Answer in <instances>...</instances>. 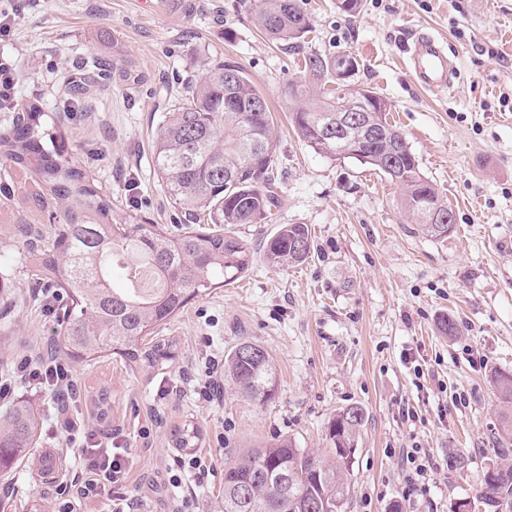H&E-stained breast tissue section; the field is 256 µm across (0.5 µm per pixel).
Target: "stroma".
Returning a JSON list of instances; mask_svg holds the SVG:
<instances>
[{"label": "stroma", "instance_id": "stroma-1", "mask_svg": "<svg viewBox=\"0 0 512 512\" xmlns=\"http://www.w3.org/2000/svg\"><path fill=\"white\" fill-rule=\"evenodd\" d=\"M301 5L308 49L355 54V82L390 103L422 173L454 211L448 237L421 234L379 170L298 138L284 97L300 78L295 54L256 29L249 0H0L11 17L0 60L15 68V103H41L68 157L110 197L113 217L182 228L155 171L154 140L184 83L221 61L242 68L268 100L281 178L269 218L236 234L252 244L279 225L305 224L314 239L304 263L277 270L258 257L244 276L192 300L159 330L174 345L172 361L137 367L107 354L72 364L71 418L51 410L47 391L17 384L15 398L44 414L37 452L62 466L44 473L31 460L0 473V512H21L32 497L62 512L64 485L81 465L65 442L79 427L131 449L124 493L140 512H218L226 462L285 438L323 451L329 421L352 405L366 418L342 512H455L463 500L485 512L479 478L503 410L492 375L512 372V0H363L352 16L336 0ZM419 30L447 41L456 64L449 91L422 89L406 68ZM124 61L142 83L112 75ZM70 75L89 83L81 102L66 95ZM21 179L0 163V275L12 290L0 303L5 374L45 351L61 321L45 309L47 282L21 242L53 235L63 206L25 199L14 188ZM444 316L458 335L440 331ZM244 341L273 357L276 396L254 402L228 382L205 394L210 367ZM103 392L106 423L94 409ZM187 420L202 431L192 450L172 441ZM414 446L425 451L421 491L405 478ZM193 456L203 469L187 466Z\"/></svg>", "mask_w": 512, "mask_h": 512}]
</instances>
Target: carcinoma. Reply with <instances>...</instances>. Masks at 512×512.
Wrapping results in <instances>:
<instances>
[{"instance_id": "1", "label": "carcinoma", "mask_w": 512, "mask_h": 512, "mask_svg": "<svg viewBox=\"0 0 512 512\" xmlns=\"http://www.w3.org/2000/svg\"><path fill=\"white\" fill-rule=\"evenodd\" d=\"M253 21L269 40L302 52V82L288 85L291 122L298 136L320 153H340L368 164L402 191L401 205L422 234L448 236L454 224H437L448 215L436 185L420 170L419 160L401 129L391 123L370 87L343 77L352 53H307L302 50L310 21L299 0H255ZM261 101L254 112L252 101ZM352 108V125L338 141L322 136L327 117ZM26 117L0 133V161L15 171L36 176L38 202L68 201L59 215L61 229L53 248L37 250L22 242L31 261L51 274L71 306L62 318L55 352L74 362H92L111 351L137 366H155L171 356L166 340H146L178 315L194 298L219 287V278L246 274L255 249L233 231L237 224L267 218L279 188L274 132L263 95L245 72L222 61L188 83L173 108L164 114L154 145L158 174L185 223L206 218L224 231L185 229L177 234L134 217L112 218V201L90 182L81 166L64 153L48 149L44 115L36 103L25 104ZM313 248L305 224H281L262 245L267 266L280 269L304 262ZM62 255L64 262L57 260ZM123 264L127 287L112 284V269ZM224 376L246 397L265 403L277 392L273 358L261 346L242 342L224 356ZM501 398L512 404V374L494 375ZM365 421L359 406H349L330 422V448L314 454L289 439L251 448L224 465V497L219 512H339L347 495L345 477L352 465ZM0 427V471L31 454L40 425L32 404L6 407ZM176 446L193 448L199 427L187 421L174 430ZM496 457L479 479L481 502L491 512H512V411L502 413L495 437Z\"/></svg>"}]
</instances>
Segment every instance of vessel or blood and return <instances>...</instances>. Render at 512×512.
Returning a JSON list of instances; mask_svg holds the SVG:
<instances>
[{
	"instance_id": "b4317fda",
	"label": "vessel or blood",
	"mask_w": 512,
	"mask_h": 512,
	"mask_svg": "<svg viewBox=\"0 0 512 512\" xmlns=\"http://www.w3.org/2000/svg\"><path fill=\"white\" fill-rule=\"evenodd\" d=\"M407 66L414 81L425 90L440 92L452 85L454 63L445 41L436 34L424 33L412 42Z\"/></svg>"
}]
</instances>
